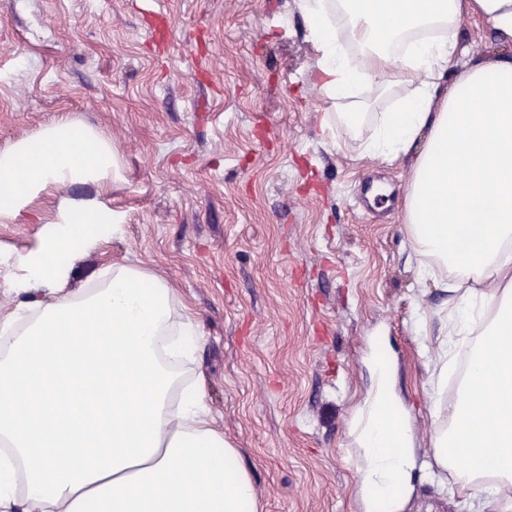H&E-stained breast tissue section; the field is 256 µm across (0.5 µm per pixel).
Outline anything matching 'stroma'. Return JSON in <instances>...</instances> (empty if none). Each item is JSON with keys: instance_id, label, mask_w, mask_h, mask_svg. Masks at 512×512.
I'll use <instances>...</instances> for the list:
<instances>
[{"instance_id": "35a3bbf8", "label": "stroma", "mask_w": 512, "mask_h": 512, "mask_svg": "<svg viewBox=\"0 0 512 512\" xmlns=\"http://www.w3.org/2000/svg\"><path fill=\"white\" fill-rule=\"evenodd\" d=\"M170 17L165 46L153 12ZM471 61L512 56L490 20L462 22ZM297 0H0V149L63 118L103 131L122 181L96 197L121 237L78 262L70 285L130 261L161 272L205 336L197 370L240 448L264 512H365L350 434L389 354L431 436L430 326L448 301L420 284L402 224L411 159L358 160L323 126L335 105ZM405 512H467L421 471Z\"/></svg>"}]
</instances>
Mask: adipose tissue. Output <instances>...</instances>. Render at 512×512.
Listing matches in <instances>:
<instances>
[{"mask_svg":"<svg viewBox=\"0 0 512 512\" xmlns=\"http://www.w3.org/2000/svg\"><path fill=\"white\" fill-rule=\"evenodd\" d=\"M321 92L360 159L414 155L402 220L419 276L448 290L435 352L425 467L475 512H512V57L462 61L464 18L512 41V0H298ZM457 69L449 78V69ZM392 96L388 111L358 98ZM111 141L61 118L0 150V224L39 225L36 242L0 247V512H262L242 452L216 426L192 364L205 337L153 270L112 263L85 288L76 262L123 233L98 198ZM57 200L42 215V196ZM375 395L353 430L375 512H402L416 466L392 368L377 356ZM453 400H446L449 378Z\"/></svg>","mask_w":512,"mask_h":512,"instance_id":"obj_1","label":"adipose tissue"}]
</instances>
